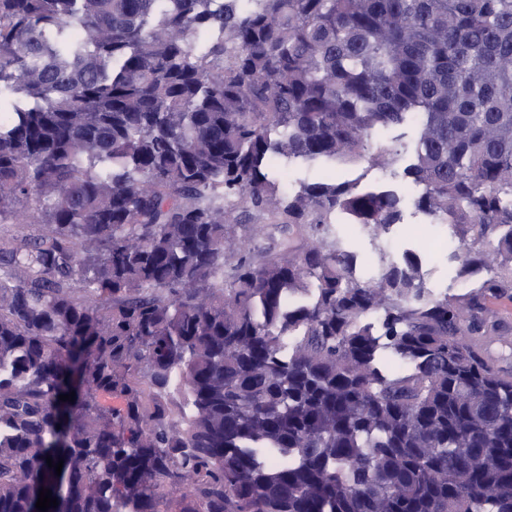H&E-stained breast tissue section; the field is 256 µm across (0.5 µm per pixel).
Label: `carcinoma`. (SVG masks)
<instances>
[{
	"instance_id": "cac0c4a2",
	"label": "carcinoma",
	"mask_w": 512,
	"mask_h": 512,
	"mask_svg": "<svg viewBox=\"0 0 512 512\" xmlns=\"http://www.w3.org/2000/svg\"><path fill=\"white\" fill-rule=\"evenodd\" d=\"M0 224V512H512V0H0ZM419 217L415 214L412 203L409 201L406 210L405 224L399 227L387 238L386 244L392 251H397L412 242V233L416 229L418 233H427L434 241L442 243V246L433 253L428 262L430 275L428 277L431 288L444 291L447 287L451 292L464 291L456 280V264L448 260V256L456 249V243L448 239L447 228L439 224H418Z\"/></svg>"
}]
</instances>
